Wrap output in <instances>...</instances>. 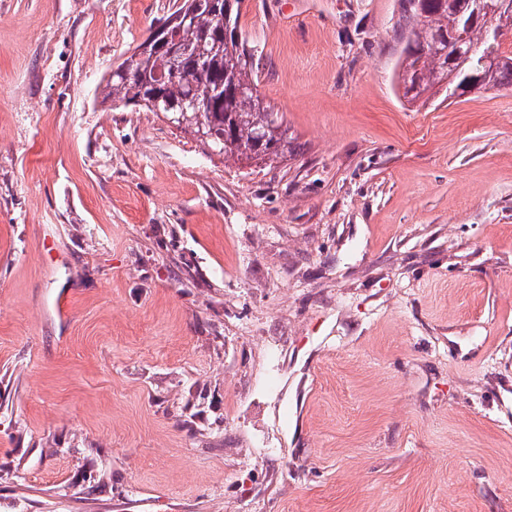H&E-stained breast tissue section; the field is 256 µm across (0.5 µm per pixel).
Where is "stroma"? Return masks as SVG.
<instances>
[{
    "label": "stroma",
    "instance_id": "obj_1",
    "mask_svg": "<svg viewBox=\"0 0 512 512\" xmlns=\"http://www.w3.org/2000/svg\"><path fill=\"white\" fill-rule=\"evenodd\" d=\"M174 3L0 0V512H512V89L244 0L294 150L227 162L102 94Z\"/></svg>",
    "mask_w": 512,
    "mask_h": 512
}]
</instances>
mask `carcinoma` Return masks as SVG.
Returning <instances> with one entry per match:
<instances>
[{"instance_id":"1","label":"carcinoma","mask_w":512,"mask_h":512,"mask_svg":"<svg viewBox=\"0 0 512 512\" xmlns=\"http://www.w3.org/2000/svg\"><path fill=\"white\" fill-rule=\"evenodd\" d=\"M243 0H195L198 22L171 28L167 45L142 66L129 72L114 70L104 86V98L124 106L180 115L185 98L206 103L204 118L211 136L206 143L226 161L257 160L278 163L292 151L283 116L264 103L253 74L254 52L242 38L239 18ZM407 43L395 79L403 98L412 102L421 93L455 73L448 95L466 90L478 74L480 59L497 58L486 74L483 89L512 87V11L495 16L494 38L484 26L464 25L468 0H402ZM208 52L199 69L194 50ZM224 95L214 94L216 85Z\"/></svg>"}]
</instances>
